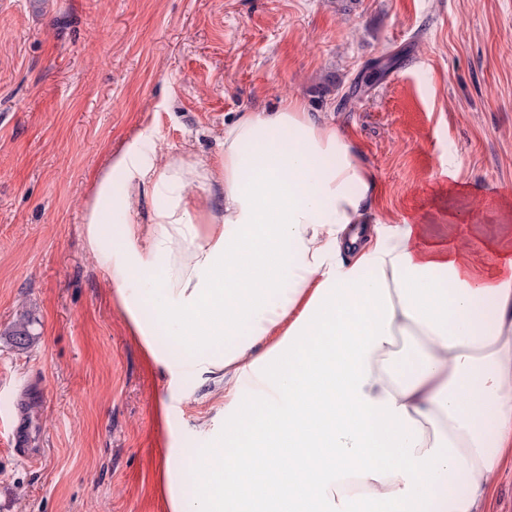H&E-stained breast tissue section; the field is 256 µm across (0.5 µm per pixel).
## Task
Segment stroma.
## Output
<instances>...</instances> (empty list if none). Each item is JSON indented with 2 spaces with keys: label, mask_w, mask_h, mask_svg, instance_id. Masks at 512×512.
Masks as SVG:
<instances>
[{
  "label": "stroma",
  "mask_w": 512,
  "mask_h": 512,
  "mask_svg": "<svg viewBox=\"0 0 512 512\" xmlns=\"http://www.w3.org/2000/svg\"><path fill=\"white\" fill-rule=\"evenodd\" d=\"M289 98L360 148L382 223L512 224V0H0V417L41 451L0 428V512H161L165 444L210 452L212 381L149 359L83 210L131 139L210 163Z\"/></svg>",
  "instance_id": "1"
}]
</instances>
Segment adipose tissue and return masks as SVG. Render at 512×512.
Wrapping results in <instances>:
<instances>
[{"label": "adipose tissue", "instance_id": "1", "mask_svg": "<svg viewBox=\"0 0 512 512\" xmlns=\"http://www.w3.org/2000/svg\"><path fill=\"white\" fill-rule=\"evenodd\" d=\"M143 145L99 177L87 246L153 362V336L193 337L189 369L229 386L223 468L173 487L167 448L162 512H485L512 454V225L380 223L362 152L297 99L211 164Z\"/></svg>", "mask_w": 512, "mask_h": 512}]
</instances>
